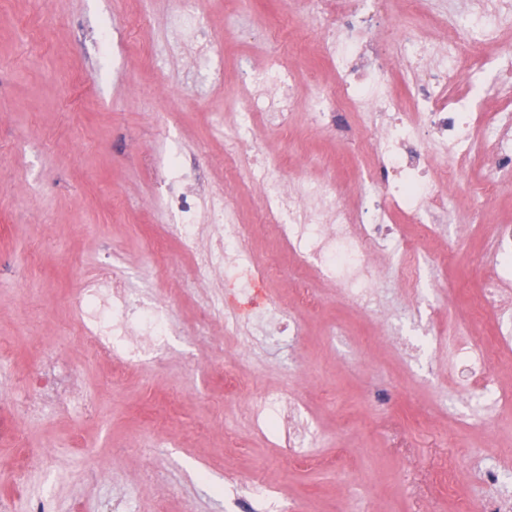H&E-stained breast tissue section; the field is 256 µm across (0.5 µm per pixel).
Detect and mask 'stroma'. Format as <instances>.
<instances>
[{
	"label": "stroma",
	"mask_w": 512,
	"mask_h": 512,
	"mask_svg": "<svg viewBox=\"0 0 512 512\" xmlns=\"http://www.w3.org/2000/svg\"><path fill=\"white\" fill-rule=\"evenodd\" d=\"M207 33L224 44L204 67L176 21V0H0V497L13 495L18 446L56 459L31 466L29 493L50 497L56 512H110L128 501L133 512H261L246 483L274 484L293 512H451L433 481L438 460L453 456L463 474L460 495L478 497L481 468L512 441V412L470 440L449 438L473 403L457 394L452 349H425L410 361L390 337L350 306L335 283L315 281L323 304L298 312L300 335L250 343L224 333L225 319L252 327L256 309L232 274L218 272L185 287L190 263L170 230L174 218L159 199L162 150L179 152L197 179L235 191L238 217L256 224L255 193L236 186L224 166L223 138L212 130L240 106L248 66L270 53L296 67L297 88L313 79L331 85L319 49L303 51L312 30L290 13L289 0H198ZM50 17L43 34L37 21ZM256 139L281 157L289 190L335 177L344 201L356 196L363 161L359 140L346 143L293 117L287 137L266 127ZM484 219L447 225L439 246L448 266L428 265L415 287H403L391 266L377 286L381 311L406 333L435 317L457 323L485 282L483 252L496 224L512 223V183L480 201ZM108 275L148 305L165 302L177 330L165 355L115 374L75 330L71 303ZM219 298L206 339L194 328L207 299ZM346 325L335 345L330 324ZM52 350L63 371L77 370L80 408L27 419L28 379ZM241 362L251 388L224 392L222 365ZM288 387L304 402L319 440L316 462L292 465L276 436L255 417L253 394ZM354 439L360 451L345 450ZM104 473L79 480L88 466Z\"/></svg>",
	"instance_id": "35a3bbf8"
}]
</instances>
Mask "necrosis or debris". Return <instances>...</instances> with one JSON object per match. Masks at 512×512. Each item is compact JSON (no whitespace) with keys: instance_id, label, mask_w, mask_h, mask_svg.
<instances>
[{"instance_id":"obj_1","label":"necrosis or debris","mask_w":512,"mask_h":512,"mask_svg":"<svg viewBox=\"0 0 512 512\" xmlns=\"http://www.w3.org/2000/svg\"><path fill=\"white\" fill-rule=\"evenodd\" d=\"M293 2L302 16L317 23L335 85L329 89L314 82L301 98L293 68L282 62L250 71L241 88L243 104L230 128L234 145L224 158L240 172L244 187L257 189L265 224L297 268L334 278L346 297L362 308H373L379 279L374 255L391 254L398 273L417 280L422 266L406 224L414 222L421 241L438 239L448 217L446 192L459 186L463 162L490 147V173L479 192L491 197L512 182V54L477 61L461 51L469 43H496L504 31L512 30V0H466V8L451 12L445 21L424 12L422 0ZM390 12L413 22L401 31L393 53L378 33L380 20ZM400 70L407 75L402 94L395 85ZM484 73L499 86V99L491 109L482 96ZM299 107L313 124L331 128L339 140H351L359 128L367 131L366 163L358 172L354 204L343 203L335 182L326 179L307 180L299 192H289L279 159L252 146L255 122L287 130ZM188 178L179 158H170L161 205L182 216L173 230L193 258L189 280L197 283L218 269L242 264L267 272V265L246 247L253 227L239 222L233 193L209 189L202 206L196 192H183ZM202 211L215 228V244L205 251L197 247L203 226L197 215ZM487 251L495 273L474 311L494 312L498 330L486 340L469 324L458 326L462 340L457 357L469 369L459 389L464 396L476 397L481 409L480 414L458 418L465 433L489 426L512 405V397L493 380L491 361L492 353L512 351V224L496 226ZM74 304L94 319L81 325L82 339L107 360L127 364L160 358L173 329L162 306H142L124 286L85 289ZM41 376V398L27 408L32 417L64 405L75 386L73 376L57 372L50 355L42 360ZM299 410L297 398L285 393L263 395L255 407L267 426L285 432L291 461L302 464L308 460L304 449L313 435ZM503 473L502 465L487 466L481 481L489 495L461 501L458 512H512V492L503 485Z\"/></svg>"}]
</instances>
